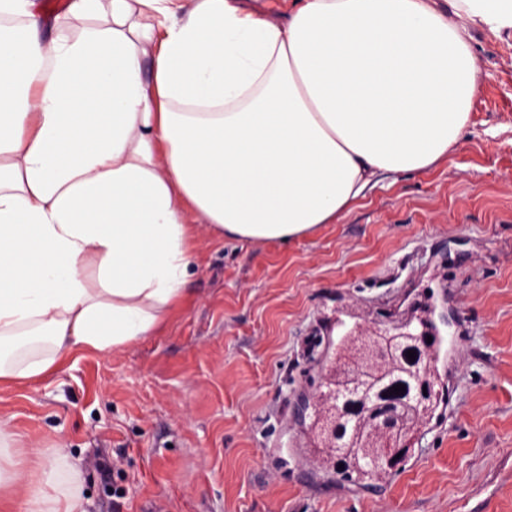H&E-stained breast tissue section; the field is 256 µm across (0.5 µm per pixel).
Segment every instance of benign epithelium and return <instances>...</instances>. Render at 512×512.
<instances>
[{
  "label": "benign epithelium",
  "mask_w": 512,
  "mask_h": 512,
  "mask_svg": "<svg viewBox=\"0 0 512 512\" xmlns=\"http://www.w3.org/2000/svg\"><path fill=\"white\" fill-rule=\"evenodd\" d=\"M410 350L422 355L427 352L417 337L400 325L351 338L340 360L323 376L328 390L316 397L322 450L329 451L335 442L336 408L330 391L349 389L365 377L381 378L404 370V355ZM417 424L416 414H408L402 423L390 407L363 414L360 427L351 435L353 459L380 456L394 463L407 447L406 436Z\"/></svg>",
  "instance_id": "1"
}]
</instances>
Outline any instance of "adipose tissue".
Here are the masks:
<instances>
[{"instance_id":"1","label":"adipose tissue","mask_w":512,"mask_h":512,"mask_svg":"<svg viewBox=\"0 0 512 512\" xmlns=\"http://www.w3.org/2000/svg\"><path fill=\"white\" fill-rule=\"evenodd\" d=\"M70 0L39 32L0 0V382L156 334L184 300L198 228L285 244L465 137L471 28L512 0ZM0 419L19 512H86L81 469L32 470Z\"/></svg>"}]
</instances>
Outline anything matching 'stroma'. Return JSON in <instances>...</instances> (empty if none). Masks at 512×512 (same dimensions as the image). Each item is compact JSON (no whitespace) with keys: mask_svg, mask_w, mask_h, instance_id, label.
Listing matches in <instances>:
<instances>
[{"mask_svg":"<svg viewBox=\"0 0 512 512\" xmlns=\"http://www.w3.org/2000/svg\"><path fill=\"white\" fill-rule=\"evenodd\" d=\"M471 48L480 91L445 160L286 244L198 231L157 334L0 384L16 446L79 463L87 512H512V34ZM409 320L446 339L443 399L383 481L344 479L312 432L321 374L338 336Z\"/></svg>","mask_w":512,"mask_h":512,"instance_id":"35a3bbf8","label":"stroma"}]
</instances>
